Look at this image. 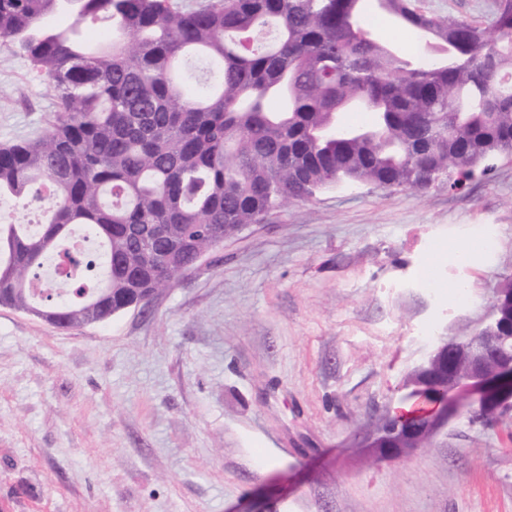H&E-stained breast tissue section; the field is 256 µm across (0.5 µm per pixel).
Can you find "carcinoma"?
Returning <instances> with one entry per match:
<instances>
[{"label":"carcinoma","mask_w":512,"mask_h":512,"mask_svg":"<svg viewBox=\"0 0 512 512\" xmlns=\"http://www.w3.org/2000/svg\"><path fill=\"white\" fill-rule=\"evenodd\" d=\"M366 0H0V43L49 81L60 111L0 144V198L52 191L36 232L0 220V289L30 288L82 226L95 282L59 276L37 304L101 322L136 288L166 287L217 239L341 182L424 191L512 154V0L489 26L382 0L395 24L448 47L437 63L368 36ZM71 15L66 28L50 23ZM102 23V49L85 29ZM361 99L377 116L324 136Z\"/></svg>","instance_id":"obj_1"}]
</instances>
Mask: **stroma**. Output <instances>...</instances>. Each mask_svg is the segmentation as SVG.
Segmentation results:
<instances>
[{"mask_svg": "<svg viewBox=\"0 0 512 512\" xmlns=\"http://www.w3.org/2000/svg\"><path fill=\"white\" fill-rule=\"evenodd\" d=\"M494 3L419 5L484 23ZM58 109L0 45V143ZM506 276L512 155L456 191L347 184L275 210L145 313L65 330L0 307V512H512V418L365 452L435 338L478 329Z\"/></svg>", "mask_w": 512, "mask_h": 512, "instance_id": "1", "label": "stroma"}]
</instances>
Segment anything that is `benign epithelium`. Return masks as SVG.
<instances>
[{
	"mask_svg": "<svg viewBox=\"0 0 512 512\" xmlns=\"http://www.w3.org/2000/svg\"><path fill=\"white\" fill-rule=\"evenodd\" d=\"M154 295L150 288L139 289L125 310L146 311ZM18 311L67 327L56 313H39L28 305ZM418 372L421 376H409L403 407L387 413L369 441L378 456L402 457L463 413L483 423L512 411V288L496 290L489 322L472 335L439 338Z\"/></svg>",
	"mask_w": 512,
	"mask_h": 512,
	"instance_id": "7a95c632",
	"label": "benign epithelium"
}]
</instances>
